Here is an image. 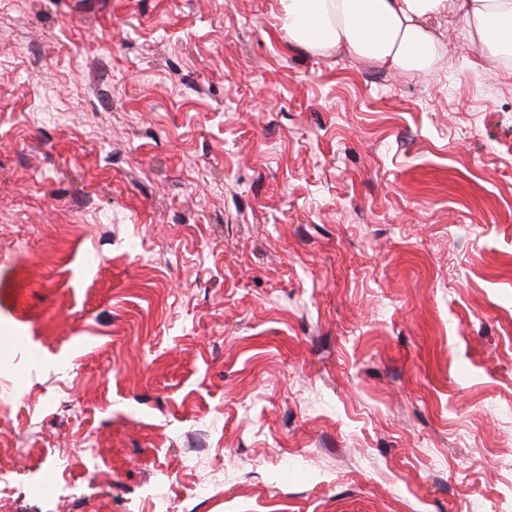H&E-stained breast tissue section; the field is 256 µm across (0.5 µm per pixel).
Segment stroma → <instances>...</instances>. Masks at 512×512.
<instances>
[{"instance_id":"35a3bbf8","label":"stroma","mask_w":512,"mask_h":512,"mask_svg":"<svg viewBox=\"0 0 512 512\" xmlns=\"http://www.w3.org/2000/svg\"><path fill=\"white\" fill-rule=\"evenodd\" d=\"M279 15L0 0V512H512V71Z\"/></svg>"}]
</instances>
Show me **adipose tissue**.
<instances>
[{"instance_id":"1","label":"adipose tissue","mask_w":512,"mask_h":512,"mask_svg":"<svg viewBox=\"0 0 512 512\" xmlns=\"http://www.w3.org/2000/svg\"><path fill=\"white\" fill-rule=\"evenodd\" d=\"M289 39L310 53H339L408 74L433 70L442 52L428 25L447 14L480 56L512 51V0H280Z\"/></svg>"}]
</instances>
